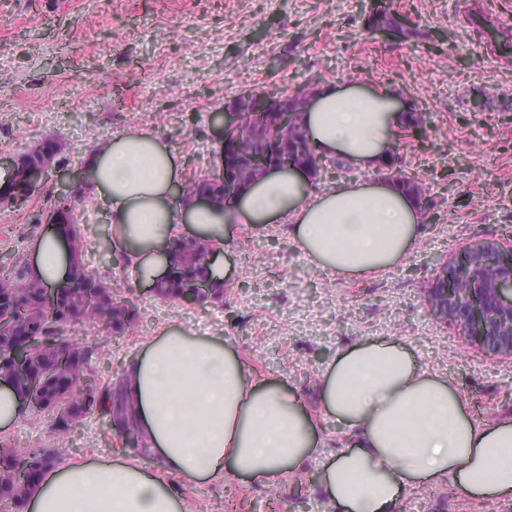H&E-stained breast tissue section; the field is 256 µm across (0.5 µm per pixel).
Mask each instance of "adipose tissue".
<instances>
[{
    "mask_svg": "<svg viewBox=\"0 0 512 512\" xmlns=\"http://www.w3.org/2000/svg\"><path fill=\"white\" fill-rule=\"evenodd\" d=\"M410 110L394 86L319 85L303 128L317 156L370 173L367 181L318 188L293 168L263 174L224 206L179 198L180 156L155 131L134 127L88 153L83 186L106 206L113 251L150 288L189 226L217 255L242 227L288 224L300 253L330 278L374 277L403 263L422 234L419 200L381 175ZM70 264L63 235L34 241L32 277L61 285ZM119 380L141 445L160 466L120 454L50 468L30 487L28 512H184L171 475L274 486L298 478L320 451L300 397L259 379L223 337L168 324L127 360ZM318 400L351 439L321 473L340 512H396L406 489L444 480L472 498L512 494V416L475 420L446 375L392 340L337 351Z\"/></svg>",
    "mask_w": 512,
    "mask_h": 512,
    "instance_id": "1",
    "label": "adipose tissue"
}]
</instances>
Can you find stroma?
I'll list each match as a JSON object with an SVG mask.
<instances>
[{"mask_svg": "<svg viewBox=\"0 0 512 512\" xmlns=\"http://www.w3.org/2000/svg\"><path fill=\"white\" fill-rule=\"evenodd\" d=\"M369 0H0V155L33 142H61L27 211L0 210V257L31 261L45 234L34 214L53 205L60 182L77 186L87 152L131 127L155 129L186 162L185 176L212 173L220 131L213 121L238 95L291 91L321 81L391 83L426 115L422 135L397 138L401 168L436 202L401 266L374 279H330L311 267L288 227L243 228L223 250L230 265L224 304L181 306L136 287L113 265L104 204L75 196L86 263L132 299L138 321L115 337L95 326L71 340L100 345L92 368L118 377L126 358L162 326L180 322L221 336L265 380L280 381L317 415L326 441L299 481L184 484L187 512H335L319 474L342 434L316 403L318 378L336 351L357 341L399 342L448 376L480 420L512 415V358H492L427 311L436 267L476 242L512 244V53L472 14L512 22V0H391L444 44L393 41L365 27ZM0 437L21 448L50 446V419L24 416ZM120 451L107 419L89 415L70 438L69 459L108 460ZM398 512H512V498L483 501L450 482L410 491Z\"/></svg>", "mask_w": 512, "mask_h": 512, "instance_id": "35a3bbf8", "label": "stroma"}]
</instances>
